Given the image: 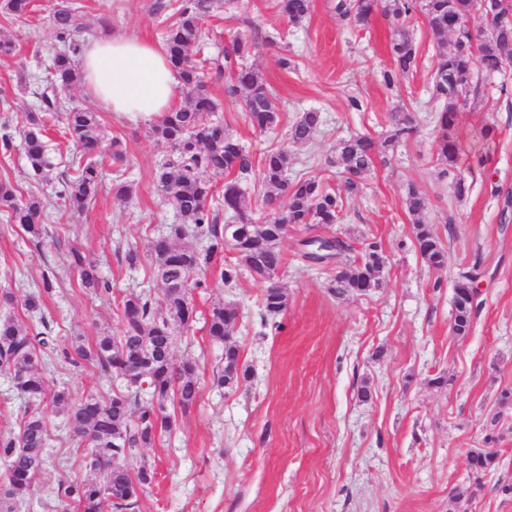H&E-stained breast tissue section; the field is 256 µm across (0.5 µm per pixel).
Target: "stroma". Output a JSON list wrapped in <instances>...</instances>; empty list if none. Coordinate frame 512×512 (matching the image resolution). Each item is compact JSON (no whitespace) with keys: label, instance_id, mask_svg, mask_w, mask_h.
<instances>
[{"label":"stroma","instance_id":"1","mask_svg":"<svg viewBox=\"0 0 512 512\" xmlns=\"http://www.w3.org/2000/svg\"><path fill=\"white\" fill-rule=\"evenodd\" d=\"M88 36L121 34L161 44L177 18L180 0L163 15L152 0H82ZM334 0H312L309 17L295 24L276 0H234L203 20L205 56L222 54L237 35L257 39L249 58L279 100L280 119L254 127L242 95H227L226 79L210 67L202 80L218 102L230 131L246 146L252 169L239 184L263 193L259 163L272 148L291 156L289 179L317 177L336 183L334 156L340 139L366 134L381 139L391 112L403 105L413 114L417 134L390 150L349 195L333 235L378 242L386 259L381 286L366 295L331 292L333 270L297 255L305 231H289L279 248L284 263L278 281L288 292V309L266 316L263 287L241 273L233 287L195 289L199 317L177 333L176 358L194 357L200 401L176 413L171 435L138 448L156 470L151 488L135 512H512V68L480 75L477 100L461 112L459 135L474 158L448 172L440 160L429 81L439 48L422 14L406 28L418 56L413 73L394 86L382 74L392 65V18L376 14L357 29L340 20ZM60 0H34L24 23L0 12V37L17 44L15 56L0 58V125L13 136L0 149V180L45 204L47 228L33 245L17 224L5 221L0 205V294L17 291L19 281H40L52 267L54 289L45 298L63 345L120 335L121 304L132 294H160L150 263L128 267L116 243L146 251L150 241L178 217L159 192L155 174L168 156L149 134L150 123L102 112L105 140L119 138L123 160L104 156L102 184L83 212L58 199V179L32 176L21 131L37 111L34 79L40 78L57 47L50 17ZM288 58L282 69L279 58ZM29 83H21L20 71ZM317 110L322 125L314 139L293 144L288 129L295 117ZM493 127L484 138L485 127ZM485 164H478V157ZM471 183L464 199L453 192L456 177ZM131 184L128 200H116L114 180ZM428 199L422 215L448 249V265L433 270L414 245L413 224L403 207L409 188ZM94 261L112 286L97 296L81 288L69 265V247ZM476 269L479 309L467 336L451 331L453 286L462 270ZM223 302L238 310L233 336L250 379L228 390L213 382L224 354L207 334L204 318ZM49 386H69L75 395L110 393L112 381L94 365L76 368L62 356L47 359ZM446 375L447 385L431 380ZM371 392L361 400V388ZM50 441L48 472L38 477L17 512H50L57 480H87L83 450L62 413L43 407ZM475 448L499 451L496 465L477 475L467 454Z\"/></svg>","mask_w":512,"mask_h":512}]
</instances>
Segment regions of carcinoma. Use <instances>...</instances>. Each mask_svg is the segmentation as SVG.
<instances>
[{
  "mask_svg": "<svg viewBox=\"0 0 512 512\" xmlns=\"http://www.w3.org/2000/svg\"><path fill=\"white\" fill-rule=\"evenodd\" d=\"M216 0H182L179 17L163 36L168 61L183 88L189 91L188 103L160 116L150 127L156 142L173 152V159L156 173L160 191L175 209L179 223L167 227L164 235L151 241V256L161 296L131 295L123 302V331L120 336L104 334L91 345L80 342L60 347L58 337L44 316L45 295L53 288V271L42 273V285L24 295L23 307L32 326L21 325L13 317H0V373L8 375L14 389L31 406L26 411L18 433H0V460L5 466L0 475V512H16L31 484L47 467V424L40 407L49 404L61 410L73 437L84 443L85 467L94 473L86 482L60 480L54 494L67 512L71 503L79 512H130L140 495L155 479V469L145 461L128 466L135 448H150L170 433L174 416L167 412L172 402L183 412L198 402L200 385L198 364L193 357L176 360L173 341L176 333L187 331L195 322L196 310L190 302L188 288H198L211 273L217 257L229 255L219 271V286L238 281L241 270L253 278L262 277L267 286L262 306L270 316L283 314L288 296L275 282L283 264L279 249L286 236L284 225L271 219L276 208L287 213L288 224L308 230L327 229L338 223L344 198L358 191L360 180L370 170L380 148H392L414 133L412 119L398 107L390 131L375 143L367 135H353L336 145L335 158L326 160L340 168V184L331 187L316 178H286L291 164L285 149L268 151L261 160L262 182L269 192L251 200L238 185V175L251 168L249 156L240 140L224 122L215 118L219 104L209 95L199 69L192 60L195 45L205 33L203 18L214 8ZM280 12L298 24L311 11V0H277ZM32 0H0V9L14 21L26 19ZM414 0H336V15L354 27H366L380 10L404 21L412 13ZM83 5L63 3L52 17L58 48L53 56L49 81L41 84L36 97L41 99L40 112L27 116L23 145L27 163L35 176L49 177L54 171L49 146L45 140L49 123L65 121V133L75 152L69 171L60 174L61 189L57 197L71 209L83 210L95 199L101 185L99 158L103 157L104 137L100 113L88 106L74 105L62 93L79 85L82 74L79 57L86 46L81 38ZM427 26L438 41L451 36L448 50L436 56L431 74V96L442 104L436 122L439 154L448 168L458 167L461 147L458 140V114L466 107L472 93L471 73L479 68L488 74L502 70L512 58V0H422ZM481 11L485 32L472 43L470 24L474 11ZM257 45L246 38H236L224 55L207 63L219 72L228 73L230 89L244 93L245 111L252 124L260 129L275 125L279 119L276 99L267 82L255 69L244 64ZM391 67L384 71L388 86L417 67V50L404 27L395 32L390 44ZM321 123L320 113L302 112L289 129L295 144L310 141ZM224 179L222 198H216L215 179ZM19 189L0 181V203L7 206V223L20 224L30 238L38 242L46 232L41 224L45 205L37 197L23 199ZM404 205L414 216V245L425 264L442 269L448 252L431 225L421 222L426 197L415 188L408 189ZM225 222L219 223V211ZM206 242L202 248L186 243L187 239ZM299 256L308 262L341 261L353 253L355 258L336 271L332 291L366 295L380 286L384 265L381 246L363 241L355 246L338 237L315 235L301 241ZM70 265L81 285L96 293L108 294L110 285L99 275L96 265L73 247ZM477 269L461 272L453 288L452 331L466 336L471 330L475 302L474 282ZM238 318L236 308L218 304L205 319L208 336L224 345L222 365L214 373L220 387L238 388L249 378L242 363L240 346L232 337ZM61 351L64 360L74 367L84 363L96 365L115 378L128 376L124 387L107 395L88 393L77 397L61 386L47 388L44 356ZM496 453L491 448H475L469 453L470 468L477 474L493 468Z\"/></svg>",
  "mask_w": 512,
  "mask_h": 512,
  "instance_id": "obj_1",
  "label": "carcinoma"
}]
</instances>
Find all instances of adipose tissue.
<instances>
[{
  "label": "adipose tissue",
  "mask_w": 512,
  "mask_h": 512,
  "mask_svg": "<svg viewBox=\"0 0 512 512\" xmlns=\"http://www.w3.org/2000/svg\"><path fill=\"white\" fill-rule=\"evenodd\" d=\"M81 71L87 94L110 111L150 119L175 104L178 81L163 51L133 37H99L86 46Z\"/></svg>",
  "instance_id": "1"
}]
</instances>
